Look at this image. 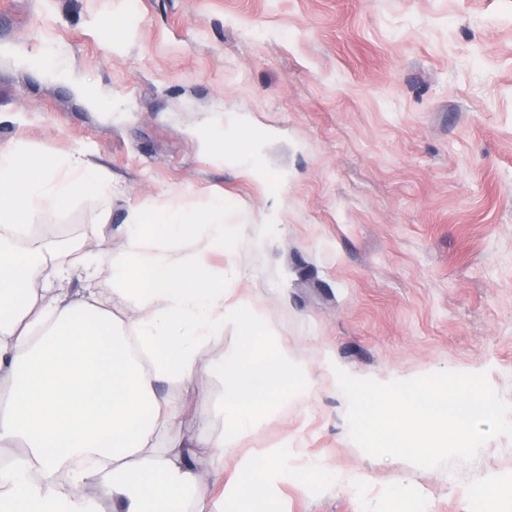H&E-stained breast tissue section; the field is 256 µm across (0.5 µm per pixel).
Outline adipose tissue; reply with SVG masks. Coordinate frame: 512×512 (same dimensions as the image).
<instances>
[{
	"instance_id": "adipose-tissue-1",
	"label": "adipose tissue",
	"mask_w": 512,
	"mask_h": 512,
	"mask_svg": "<svg viewBox=\"0 0 512 512\" xmlns=\"http://www.w3.org/2000/svg\"><path fill=\"white\" fill-rule=\"evenodd\" d=\"M204 141L210 156L264 179L238 126ZM96 178L86 158H25L18 146H0V184L8 188L0 194V386L10 396L0 445L26 450L0 467V512H100L85 492L90 482L122 512H253L245 500L229 507L199 495L205 477L186 444L156 450L157 433L175 430L183 414L182 403L157 394V382L190 391L200 374L225 379L228 428L205 438L206 448L234 446L259 428L261 406L281 399L285 388L308 399L317 387L301 377L287 346L266 348L265 337L277 330L260 321L258 300L234 295L224 271L210 265V252L224 243L223 200L196 210H131L108 310L94 286L93 255L62 267L48 247L29 240L37 216ZM75 274L81 290L55 288ZM116 309L128 311L127 320L115 321ZM231 320L243 345L228 360L207 358ZM64 468L65 488L55 480Z\"/></svg>"
}]
</instances>
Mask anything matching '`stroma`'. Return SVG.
Wrapping results in <instances>:
<instances>
[{"mask_svg": "<svg viewBox=\"0 0 512 512\" xmlns=\"http://www.w3.org/2000/svg\"><path fill=\"white\" fill-rule=\"evenodd\" d=\"M0 113V145L87 155L111 183L31 227L64 263L94 253L102 298L130 209L223 196L211 263L241 269L232 288L318 389L243 442L279 456L276 512H472L488 484L490 512H512L511 439L453 474L369 457L332 379L484 371L512 402V0H0ZM230 115L261 133L268 181L204 151L202 125ZM105 209L112 238L85 240ZM159 391L187 406L183 441L226 429L221 376ZM307 457L325 475L302 476ZM194 463L206 497L250 498L242 453Z\"/></svg>", "mask_w": 512, "mask_h": 512, "instance_id": "1", "label": "stroma"}]
</instances>
